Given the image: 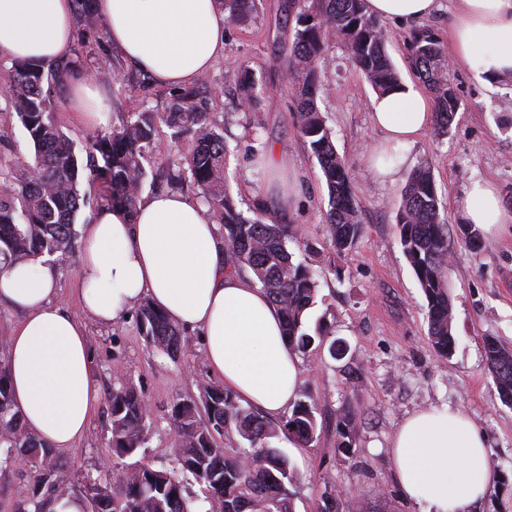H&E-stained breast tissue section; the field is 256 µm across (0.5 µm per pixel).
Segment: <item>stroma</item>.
Masks as SVG:
<instances>
[{
	"label": "stroma",
	"mask_w": 512,
	"mask_h": 512,
	"mask_svg": "<svg viewBox=\"0 0 512 512\" xmlns=\"http://www.w3.org/2000/svg\"><path fill=\"white\" fill-rule=\"evenodd\" d=\"M458 7L459 0H439L437 12L428 19L386 22L388 51L401 79L415 78L408 63L413 35L427 32L448 45V25ZM296 28L286 0H260L252 22L227 28L224 57L204 75L221 92L217 110L230 143L227 175L234 195L248 203L266 200L270 218L293 225L296 240L289 250L321 273L312 315L324 318L336 337L349 344L341 360L331 358L324 346L299 355V397L316 401L319 437L301 451L294 512H316L327 478L349 490L340 512H426L425 505L401 496L390 441L408 414L443 404L463 411L484 433L497 471L493 488L474 512H512V405L497 390L484 348L488 338L512 347V223L498 235L485 237L477 253L460 239V206L471 180H487L503 199L512 200V83L480 82L465 69L452 68L449 83L460 108L447 135L426 130L405 148L395 181L384 182L367 163V151L379 137L370 120L374 91L349 62L344 44H331L319 60L318 104L337 153L353 172L352 189L364 225L355 245L339 254L329 246L325 181L294 128L282 49ZM86 49L96 65L111 72L103 89L112 122L144 106L165 104L170 88L142 84L141 72L125 64L117 51L101 50L94 41ZM233 65L247 67L258 84L263 142L293 161L294 207L282 205L271 177L255 175L245 117L229 108L236 90L225 83L224 71ZM50 96L55 120L75 147L99 134V127L78 120L69 82L51 85ZM32 151L16 114L0 98V169L15 166ZM425 161L433 169L453 258L448 285L456 347L447 359L427 339L425 300L397 230L400 191L410 172ZM77 265L73 259L57 266V299L86 326L98 401L84 439L57 457L73 464L75 483L98 476L110 436L107 398L112 389L131 386L151 406L146 463L174 466L171 409L175 402L197 395L198 381L207 374L200 338L192 336V353L174 361L149 347L135 315L99 325L81 307ZM350 410L357 412L358 421L351 434L352 450L346 453L338 447L336 426Z\"/></svg>",
	"instance_id": "35a3bbf8"
}]
</instances>
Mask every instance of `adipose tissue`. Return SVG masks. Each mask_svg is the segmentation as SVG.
Here are the masks:
<instances>
[{
	"label": "adipose tissue",
	"mask_w": 512,
	"mask_h": 512,
	"mask_svg": "<svg viewBox=\"0 0 512 512\" xmlns=\"http://www.w3.org/2000/svg\"><path fill=\"white\" fill-rule=\"evenodd\" d=\"M450 23L451 63L477 78L512 82V0H462ZM368 11L398 22L429 18L436 0H366ZM112 48L166 87L192 84L224 55L218 0H98ZM71 0H0V55L45 64L70 55ZM371 120L380 138L368 150L375 174L394 179L384 149L413 143L431 125L426 95L410 81L375 95ZM83 122L107 125L109 111L92 77L74 80ZM463 218L487 234L512 222L492 183L473 181ZM87 315L109 325L150 301L169 321L198 332L211 375L241 402L269 417L298 395L300 364L281 317L252 278L228 272L219 227L196 200L170 193L142 200L135 216L101 209L82 229L78 266ZM22 312L0 361L27 428L51 449L74 447L87 433L96 401L88 335L56 300L46 258L0 270V305ZM391 459L405 498L428 512H472L496 474L485 437L460 410L429 407L408 415L394 434Z\"/></svg>",
	"instance_id": "ef3b65f1"
}]
</instances>
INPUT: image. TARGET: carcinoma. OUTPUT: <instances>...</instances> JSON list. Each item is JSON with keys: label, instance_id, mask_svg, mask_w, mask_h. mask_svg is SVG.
<instances>
[{"label": "carcinoma", "instance_id": "cac0c4a2", "mask_svg": "<svg viewBox=\"0 0 512 512\" xmlns=\"http://www.w3.org/2000/svg\"><path fill=\"white\" fill-rule=\"evenodd\" d=\"M225 23L241 26L257 13V0H219ZM78 33L87 39L99 33L103 23L96 0H73ZM298 10V28L284 54L295 102L296 129L317 160L328 190L326 222L331 246L348 251L362 235L360 206L352 191V173L336 152L332 130L318 106L319 58L334 40L345 43L349 60L383 95L400 84L387 50V33L368 13L365 0H291ZM410 64L434 104L433 127L437 135L448 134L459 109L448 85L447 53L432 36L412 39ZM87 71L100 78L109 72L92 67L90 54L76 52L54 64L32 60L13 65L4 96L33 144L30 159L0 173V263L8 266L38 257L59 263L74 254L77 238L75 218L87 201L80 189V172H99L106 179L108 205L136 211L147 165L156 163L153 144L157 126L166 125L176 137L188 134L192 148L164 160L173 186L189 179L198 190L197 200L220 216L227 249L226 264L232 272L247 274L279 309L290 346L303 352L317 344L328 345L330 355L342 359L348 351L345 340L332 337L324 321L308 327V312L319 290L317 273L295 258L288 249L293 225L265 218L259 201L243 210L226 177L230 146L219 131L213 97L206 81L170 94L162 109L145 107L133 112L108 133L88 140L81 152L57 125L48 88L74 72ZM225 79L238 90L233 108L243 112L251 130L254 151L263 145L258 136L262 122L257 115L256 83L241 66L225 71ZM399 243L423 292L426 302L427 338L434 350L450 357L455 345L453 305L448 288V225L440 218L434 175L423 163L409 176L397 212ZM464 243L473 252L483 246L482 233L473 224L463 229ZM140 331L148 345L174 360L186 355L189 338L150 303L137 313ZM485 349L501 396L512 401V348L488 339ZM111 424L109 456L112 469L126 472L121 484L112 475L104 482H84L71 490L74 472L55 458L53 450L31 433L14 408L8 373L0 364V470L27 462L33 480V512H47L54 499L69 495L97 501L98 512H198L189 497L183 475L189 474L207 490V501L218 504L210 512H293L292 488L300 480L290 460L273 442L288 434L305 446L317 440L315 401H299L275 424L241 404L230 392L207 381L198 395L178 401L172 408L178 470L155 468L143 463L149 442L151 416L144 399L132 388L112 390L108 397ZM356 414L347 412L338 430V447L348 453ZM239 438L249 449L223 447L216 436ZM321 497L318 512H339L342 496L335 484Z\"/></svg>", "mask_w": 512, "mask_h": 512}]
</instances>
